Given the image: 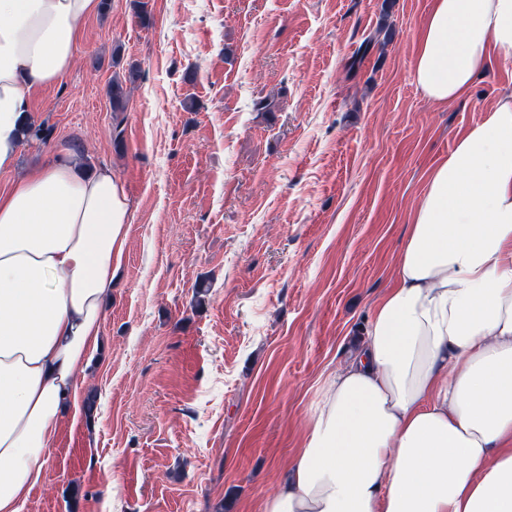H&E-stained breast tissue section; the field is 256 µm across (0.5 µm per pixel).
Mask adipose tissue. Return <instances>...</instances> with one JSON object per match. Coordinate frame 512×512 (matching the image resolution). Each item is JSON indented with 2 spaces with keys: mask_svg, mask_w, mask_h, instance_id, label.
Returning <instances> with one entry per match:
<instances>
[{
  "mask_svg": "<svg viewBox=\"0 0 512 512\" xmlns=\"http://www.w3.org/2000/svg\"><path fill=\"white\" fill-rule=\"evenodd\" d=\"M99 9L0 0V171ZM495 60L512 62V0H433L413 67L427 99L459 100ZM128 218L112 169L65 152L0 194V512H23L80 417ZM258 510L512 512V95L432 169L393 287Z\"/></svg>",
  "mask_w": 512,
  "mask_h": 512,
  "instance_id": "obj_1",
  "label": "adipose tissue"
}]
</instances>
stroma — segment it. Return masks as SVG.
<instances>
[{
    "label": "stroma",
    "instance_id": "35a3bbf8",
    "mask_svg": "<svg viewBox=\"0 0 512 512\" xmlns=\"http://www.w3.org/2000/svg\"><path fill=\"white\" fill-rule=\"evenodd\" d=\"M431 5L109 0L82 22L74 65L31 97L46 138L21 143L0 193L73 151L122 180L128 246L94 406L26 512H249L276 489L394 283L430 169L512 94L501 62L446 106L416 88Z\"/></svg>",
    "mask_w": 512,
    "mask_h": 512
}]
</instances>
